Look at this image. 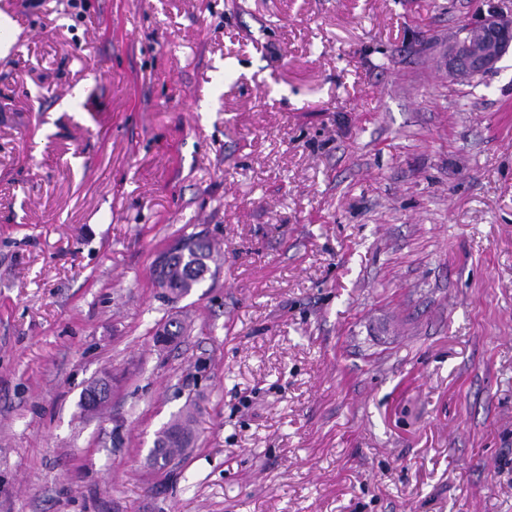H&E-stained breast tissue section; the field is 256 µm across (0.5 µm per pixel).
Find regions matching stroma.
Here are the masks:
<instances>
[{
  "instance_id": "35a3bbf8",
  "label": "stroma",
  "mask_w": 512,
  "mask_h": 512,
  "mask_svg": "<svg viewBox=\"0 0 512 512\" xmlns=\"http://www.w3.org/2000/svg\"><path fill=\"white\" fill-rule=\"evenodd\" d=\"M496 6L0 0V512H512V51L444 69ZM214 245L205 235H195L162 255L168 259L162 266L155 265V281L167 284L173 299L187 296L200 285L210 271ZM194 411L195 403L189 399L182 409L157 433L153 450L163 460L177 451L192 447L194 442L192 429Z\"/></svg>"
}]
</instances>
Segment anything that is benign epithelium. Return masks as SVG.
Listing matches in <instances>:
<instances>
[{
	"label": "benign epithelium",
	"mask_w": 512,
	"mask_h": 512,
	"mask_svg": "<svg viewBox=\"0 0 512 512\" xmlns=\"http://www.w3.org/2000/svg\"><path fill=\"white\" fill-rule=\"evenodd\" d=\"M512 49V13L493 9L448 44V73L472 79L497 68Z\"/></svg>",
	"instance_id": "1"
}]
</instances>
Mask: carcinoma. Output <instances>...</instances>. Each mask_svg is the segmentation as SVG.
I'll return each mask as SVG.
<instances>
[{
    "label": "carcinoma",
    "mask_w": 512,
    "mask_h": 512,
    "mask_svg": "<svg viewBox=\"0 0 512 512\" xmlns=\"http://www.w3.org/2000/svg\"><path fill=\"white\" fill-rule=\"evenodd\" d=\"M213 254L214 245L206 236H192L165 252L167 261L155 266V280L167 284L172 298L185 297L206 279ZM194 411L195 403L186 401L182 409L157 433L153 450L162 458L192 447Z\"/></svg>",
    "instance_id": "cac0c4a2"
}]
</instances>
